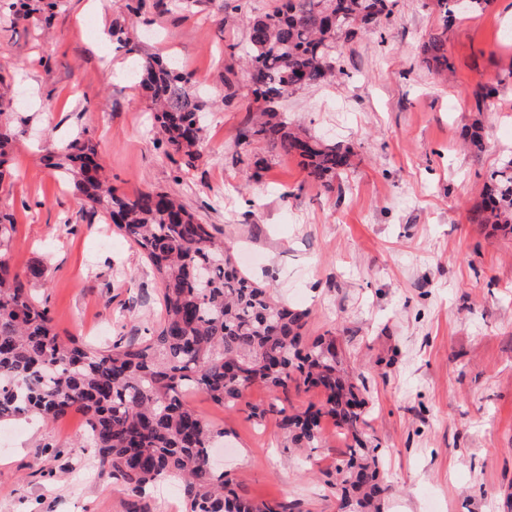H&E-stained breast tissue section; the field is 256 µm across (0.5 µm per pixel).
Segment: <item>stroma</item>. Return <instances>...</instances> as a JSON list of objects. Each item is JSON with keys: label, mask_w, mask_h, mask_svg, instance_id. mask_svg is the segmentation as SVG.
<instances>
[{"label": "stroma", "mask_w": 512, "mask_h": 512, "mask_svg": "<svg viewBox=\"0 0 512 512\" xmlns=\"http://www.w3.org/2000/svg\"><path fill=\"white\" fill-rule=\"evenodd\" d=\"M146 3L128 28L135 56L108 34L128 17L123 0H59L48 22L0 10V125L15 144L0 183V211L16 223L9 265L45 268L34 293L62 337L103 347L157 328L152 269L42 160L47 140L89 137L117 193L178 196L252 278L306 312L307 338L334 337L364 371L383 512H512V237L468 219L512 155V0L449 24L433 0H397L380 27L339 41L344 75L279 101L308 135L351 150L329 189L298 156L241 136L258 103L238 58L250 18L275 0H249L230 25L221 0ZM441 31L444 78L423 52ZM149 55L178 59L211 103L195 166L149 132L150 100L131 75ZM475 126L478 149L464 144ZM273 401L261 385L235 409L186 398L226 431L214 453L241 494L338 512L329 483L351 436L326 416L315 449L287 447L275 415L250 416ZM95 462L80 414L1 422L0 512H128Z\"/></svg>", "instance_id": "35a3bbf8"}]
</instances>
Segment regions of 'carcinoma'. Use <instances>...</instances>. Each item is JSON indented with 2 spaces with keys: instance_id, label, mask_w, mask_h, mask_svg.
I'll list each match as a JSON object with an SVG mask.
<instances>
[{
  "instance_id": "obj_1",
  "label": "carcinoma",
  "mask_w": 512,
  "mask_h": 512,
  "mask_svg": "<svg viewBox=\"0 0 512 512\" xmlns=\"http://www.w3.org/2000/svg\"><path fill=\"white\" fill-rule=\"evenodd\" d=\"M395 4L280 0L248 24L253 95L273 103L344 74L336 60L338 40L376 26ZM425 52L437 71L450 69L443 35L432 36ZM135 77L149 93L158 143L193 165L205 102L187 91L188 80L171 63L145 61ZM242 137L299 156L307 177L327 188L350 165L348 150L291 127L286 113L272 106L249 116ZM64 158L66 168L54 155L45 156L47 165L72 181L83 204L105 212L143 252L158 280L163 313L158 328L137 344L65 341L47 306L31 292L44 269L19 272L0 260V421L82 414L98 466L132 497L177 481L184 512H288L282 502L239 495L224 472L211 466V442L224 432L188 407L184 394L197 390L233 409L254 384L285 397L292 387L313 385L324 391L325 408L299 415L273 404L252 416L261 422L267 412L276 414L279 429L298 448L315 447L322 417L332 416L355 442L336 466V499L348 512H380L386 491L380 455L362 439L366 412L357 383L365 379L345 371L334 340L308 341L306 312L288 308L274 299L271 286L252 281L227 243L171 194H117L103 179L88 139L71 141ZM469 221L512 234V158L489 175ZM15 233L14 220L1 214L0 251L9 249Z\"/></svg>"
}]
</instances>
